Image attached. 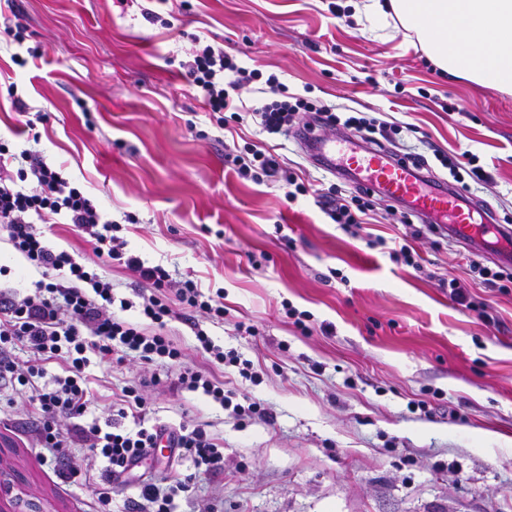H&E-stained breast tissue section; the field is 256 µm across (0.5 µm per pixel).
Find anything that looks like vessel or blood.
<instances>
[{"instance_id":"obj_1","label":"vessel or blood","mask_w":512,"mask_h":512,"mask_svg":"<svg viewBox=\"0 0 512 512\" xmlns=\"http://www.w3.org/2000/svg\"><path fill=\"white\" fill-rule=\"evenodd\" d=\"M307 145L318 161L343 159L357 176L361 187L406 203L417 214L434 223L449 225L455 238L479 247L486 236L512 238V227L494 223L491 215L476 210L464 201L460 190L424 180L409 160L378 150H360L349 143L344 153H337L336 143L307 137Z\"/></svg>"}]
</instances>
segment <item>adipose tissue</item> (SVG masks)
<instances>
[{
    "mask_svg": "<svg viewBox=\"0 0 512 512\" xmlns=\"http://www.w3.org/2000/svg\"><path fill=\"white\" fill-rule=\"evenodd\" d=\"M355 18L415 33L441 71L512 93V0H355Z\"/></svg>",
    "mask_w": 512,
    "mask_h": 512,
    "instance_id": "obj_1",
    "label": "adipose tissue"
}]
</instances>
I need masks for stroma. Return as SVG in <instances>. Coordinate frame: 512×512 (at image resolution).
<instances>
[{
  "label": "stroma",
  "mask_w": 512,
  "mask_h": 512,
  "mask_svg": "<svg viewBox=\"0 0 512 512\" xmlns=\"http://www.w3.org/2000/svg\"><path fill=\"white\" fill-rule=\"evenodd\" d=\"M342 2L192 0L166 29L144 21L148 0H15L28 36L0 44V87L14 86L47 119L28 135L2 102L0 139L62 166L145 264L222 295L223 319L201 326L259 375L254 383L210 363L176 319L167 332L180 361L91 357L86 417L108 422L116 394L157 376L145 389L146 424L195 421L224 443L223 469L196 480L195 512H512V289L485 287L470 271L475 258L498 268L502 245L473 252L445 228L413 238L380 196L369 224L342 230L317 200L353 183L311 161L293 133L278 155L307 194L291 201L281 184L240 177L225 154L263 134L252 123L223 131L180 76L201 35L316 104L401 126L397 154L429 143L471 151L488 179L469 199L512 226V93L441 73L405 29L334 17L329 4ZM22 46L39 56L20 67L11 56ZM372 237L382 245L369 247ZM396 238L411 240L423 271L391 258ZM448 278L473 308L450 299ZM291 308L309 314L310 333ZM187 367L260 401L272 422H239L180 388ZM37 416L25 393L0 381V512H97L106 486L111 512H130L139 474L170 483L194 470L190 459L151 455L114 487L77 443L67 451L73 474L61 478L37 443Z\"/></svg>",
  "instance_id": "stroma-1"
}]
</instances>
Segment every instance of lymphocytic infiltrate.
Instances as JSON below:
<instances>
[{"label":"lymphocytic infiltrate","instance_id":"f902f5d3","mask_svg":"<svg viewBox=\"0 0 512 512\" xmlns=\"http://www.w3.org/2000/svg\"><path fill=\"white\" fill-rule=\"evenodd\" d=\"M190 60L182 65L186 86L201 98L207 111L216 116L219 127L228 122L251 121L261 132L277 138L287 135L299 112H310L322 127L341 130L374 143L392 141L400 128L350 107L336 108L314 104L291 93L276 75L240 66L235 55L223 46L195 38ZM262 82L260 98L245 102L238 95L241 86ZM233 163L240 177L254 182H285L288 199L306 194L307 188L297 176L282 168L270 150L246 144ZM321 211L342 228L360 226L363 215L372 209L369 192L344 193L329 188L320 199ZM74 225L88 237L94 254L107 263L128 268L147 293L140 305L141 321L123 318L130 309L128 300H115L112 284L97 269L78 262L68 251L48 247L43 225L55 220ZM118 224L107 219L84 186L65 177L62 169L47 164L39 151L11 153L0 142V231L6 232L13 249L37 268L41 277L33 287L0 289V379L15 376L21 391L29 393L39 410L37 439L58 460H65L68 438L58 429L60 419L84 418L90 403V387L85 369L90 355L111 359L125 350L138 352L142 361L158 359L173 362L182 357L169 339L166 327L175 318L177 308L201 312L212 319L224 316V305L205 295L191 279L173 280L161 265H147L128 254L125 241L118 236ZM27 347L29 357L23 370H16L9 354L15 346ZM56 359L64 373L52 384H44L43 365ZM179 383L190 391H202L222 407L232 408L238 420L254 417L269 420L270 412L261 403H236L235 391L211 375L188 370ZM147 400L140 387H127L112 403L108 427L91 422L78 432L89 444L91 457L106 463L112 476L120 478L147 455L149 449L167 440L170 448L189 457L195 468L214 473L224 465V448L204 425L185 424L169 428L146 424ZM133 418L136 426L122 427ZM193 475L165 486L142 484L135 512H177V501L189 498Z\"/></svg>","mask_w":512,"mask_h":512}]
</instances>
